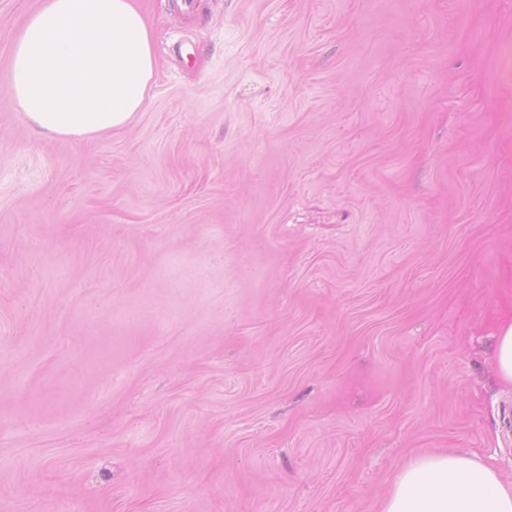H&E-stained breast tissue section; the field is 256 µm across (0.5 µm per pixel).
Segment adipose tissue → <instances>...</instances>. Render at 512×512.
Here are the masks:
<instances>
[{"label":"adipose tissue","instance_id":"ef3b65f1","mask_svg":"<svg viewBox=\"0 0 512 512\" xmlns=\"http://www.w3.org/2000/svg\"><path fill=\"white\" fill-rule=\"evenodd\" d=\"M155 75V30L137 0H37L7 82L41 135L90 142L143 111ZM379 512H512V486L479 457L423 453L398 470Z\"/></svg>","mask_w":512,"mask_h":512}]
</instances>
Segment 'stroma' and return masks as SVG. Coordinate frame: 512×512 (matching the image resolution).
Masks as SVG:
<instances>
[{
  "label": "stroma",
  "mask_w": 512,
  "mask_h": 512,
  "mask_svg": "<svg viewBox=\"0 0 512 512\" xmlns=\"http://www.w3.org/2000/svg\"><path fill=\"white\" fill-rule=\"evenodd\" d=\"M0 512H376L464 449L512 483V0H139L143 112L6 84ZM494 361L498 377L512 384V321L505 322L496 336Z\"/></svg>",
  "instance_id": "obj_1"
}]
</instances>
